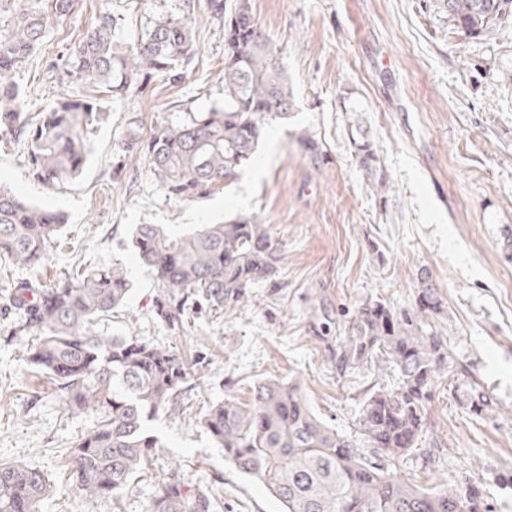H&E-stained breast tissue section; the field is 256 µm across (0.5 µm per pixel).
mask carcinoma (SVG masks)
Returning <instances> with one entry per match:
<instances>
[{"mask_svg":"<svg viewBox=\"0 0 512 512\" xmlns=\"http://www.w3.org/2000/svg\"><path fill=\"white\" fill-rule=\"evenodd\" d=\"M76 0H0V134L23 142L33 178L46 186L77 178L90 147L88 127L101 114L103 88L122 99L133 89L171 77L197 50L190 13L162 17L133 45L121 44L112 18H97L62 59L64 75L91 87L82 96H60L36 114L13 74L46 36L49 17L72 14ZM224 15V108L203 112L187 123L157 126L146 145L151 169L175 199L203 198L255 158L266 127L288 120L294 96L279 48L254 18L249 0H211ZM448 13L469 35L491 29L512 0H444ZM358 163L376 193L392 192L387 175L361 131L349 124ZM64 216L19 199L0 183V260L32 268L45 261L47 247ZM131 244L163 290L156 313L176 331L202 308L224 314L253 301L252 289L276 291L284 250L267 224L255 215L172 237L157 224H138ZM131 290L118 267L89 266L53 285L39 279L16 282L7 305L20 311L21 334L30 365L49 376L72 412L94 410L96 426L66 453L68 482L93 499H116L147 465L156 436L148 423L179 410L182 387L201 375L204 361L188 367L179 351L127 336H103L97 323L123 306ZM446 304L429 270L417 275L414 303L398 308L374 300L359 307L339 339L331 360L345 374L376 363L396 372L398 382L374 381L360 401L361 436L349 437L323 423L301 386L266 379L252 389L246 405L229 397L203 415L202 423L224 458L239 473L261 482L284 512H482V497H462L436 486L404 479L399 462L416 450L431 430L432 396L440 380L458 370L439 329ZM474 411L497 412L489 397L473 387L466 394ZM51 485L32 467L0 462V512H38ZM148 512H216L213 490L188 488L178 471L158 487Z\"/></svg>","mask_w":512,"mask_h":512,"instance_id":"carcinoma-1","label":"carcinoma"}]
</instances>
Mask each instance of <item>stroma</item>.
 I'll use <instances>...</instances> for the list:
<instances>
[{
  "instance_id": "stroma-1",
  "label": "stroma",
  "mask_w": 512,
  "mask_h": 512,
  "mask_svg": "<svg viewBox=\"0 0 512 512\" xmlns=\"http://www.w3.org/2000/svg\"><path fill=\"white\" fill-rule=\"evenodd\" d=\"M250 2L281 49L295 106L288 121L268 128L257 167L210 196H167L142 146L155 126L224 105V17L210 0H193L198 52L180 78L150 81L123 99L102 96L78 178L45 186L31 175L26 147L0 141V181L68 217L37 272L0 260V298L33 274L50 284L82 262L118 265L132 289L99 322L101 334L133 333L206 358L203 377L180 393L179 413L150 422L161 447L129 490L91 500L67 483L62 462L98 414L67 411L57 388L28 364L18 314L0 308V461L48 478L53 490L39 512H147L174 468L189 484L213 488L219 512H281L261 484L229 465L202 416L228 396L248 400L257 381L295 380L319 418L355 434L360 394L377 373L359 366L339 374L330 350L361 304L409 306L424 268L448 305L441 329L461 374L435 390L424 445L440 449L438 463L424 468L416 454L399 473L422 486L479 490L490 512H512V259L499 244L501 228L512 226V14L471 36L436 0ZM183 4L77 0L16 76L32 111L85 92L80 82L57 83L56 67L98 13H110L117 38L131 44L158 18L182 14ZM347 98L359 105L390 179L387 199L374 192L348 140ZM306 135L318 152L301 144ZM239 214L257 215L282 242L283 290L257 289L255 303L228 315L191 313L183 331L171 332L155 313L160 288L131 248L133 229L158 224L180 236ZM474 385L499 414L468 412L463 393Z\"/></svg>"
}]
</instances>
